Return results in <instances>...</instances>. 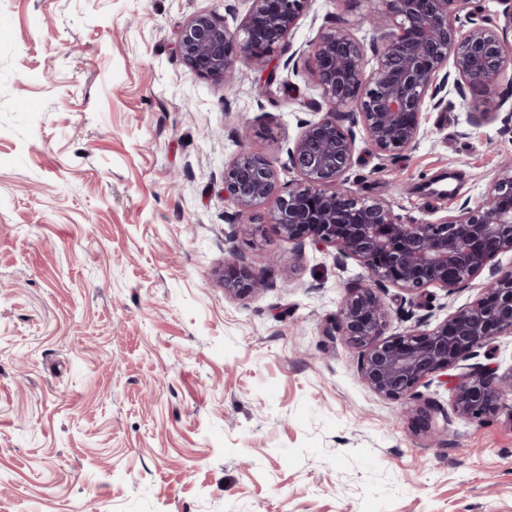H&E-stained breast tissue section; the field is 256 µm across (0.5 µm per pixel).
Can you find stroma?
Segmentation results:
<instances>
[{"label": "stroma", "instance_id": "1", "mask_svg": "<svg viewBox=\"0 0 512 512\" xmlns=\"http://www.w3.org/2000/svg\"><path fill=\"white\" fill-rule=\"evenodd\" d=\"M248 7L0 0V512H512V395L481 423L435 383L376 395L326 333L365 268L296 249L270 200L236 233L224 196L244 147L297 180L287 148L327 109L302 50L380 0H315L227 88L182 62L191 17L233 29ZM479 100L449 94L399 157L357 141L350 187L417 222L477 202L512 157V124H469ZM447 174L454 195L431 193ZM233 252L273 287L225 293ZM482 283L381 289L386 335L434 328ZM430 401L419 427L407 410Z\"/></svg>", "mask_w": 512, "mask_h": 512}]
</instances>
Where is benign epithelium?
Masks as SVG:
<instances>
[{"label":"benign epithelium","mask_w":512,"mask_h":512,"mask_svg":"<svg viewBox=\"0 0 512 512\" xmlns=\"http://www.w3.org/2000/svg\"><path fill=\"white\" fill-rule=\"evenodd\" d=\"M247 2L233 30L209 14L182 27L178 48L187 67L224 86L239 61L266 67L315 0ZM492 2L494 11L471 0H383V15L358 21L368 26L369 40L347 29L323 34L309 44L307 70L330 110L305 122L288 148V168L299 179L281 186L275 159L253 149L224 168V194L237 208L242 233L254 234L252 208L272 199L283 238L333 247L337 260L366 269L368 282L349 290L326 330L361 348L363 382L382 398L401 400L418 397L420 386L436 380L448 386L452 413L472 421L498 414L504 388L512 391V370L499 377L488 364L468 363L497 336L512 334V265L495 262L512 253V160L474 206L465 202L436 221L406 223L395 198L362 197L347 187L355 134L336 109L354 108L367 145L388 158L417 143L423 114L447 105L450 85L459 94L467 88L482 94L471 124L497 118L503 103L495 99L496 81L512 68V0ZM485 270L486 283L470 306L432 329L385 336L387 314L376 288L413 293L436 286L449 293ZM222 281L236 296L269 286L265 274L233 252Z\"/></svg>","instance_id":"1"}]
</instances>
